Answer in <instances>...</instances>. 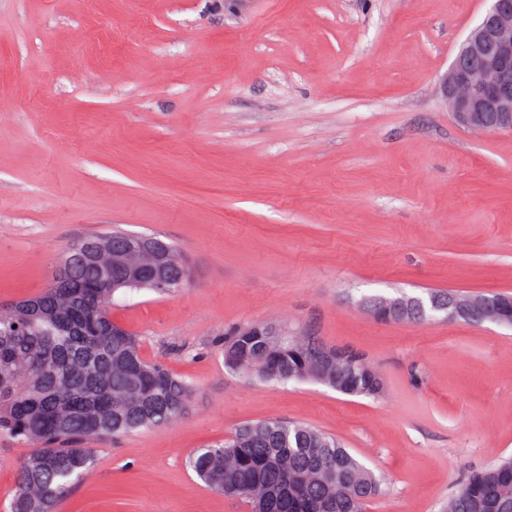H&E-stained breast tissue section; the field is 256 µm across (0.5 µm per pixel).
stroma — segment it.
<instances>
[{
  "label": "stroma",
  "mask_w": 512,
  "mask_h": 512,
  "mask_svg": "<svg viewBox=\"0 0 512 512\" xmlns=\"http://www.w3.org/2000/svg\"><path fill=\"white\" fill-rule=\"evenodd\" d=\"M488 0H0V304L112 229L176 244L170 294L115 323L193 387L170 426L95 442L59 512H247L187 468L249 422L332 434L367 512H444L512 457V329L381 323L365 297L512 296V134L459 126L440 79ZM253 323L363 354L375 398L229 372Z\"/></svg>",
  "instance_id": "35a3bbf8"
}]
</instances>
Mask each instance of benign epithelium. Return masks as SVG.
Returning a JSON list of instances; mask_svg holds the SVG:
<instances>
[{
    "label": "benign epithelium",
    "mask_w": 512,
    "mask_h": 512,
    "mask_svg": "<svg viewBox=\"0 0 512 512\" xmlns=\"http://www.w3.org/2000/svg\"><path fill=\"white\" fill-rule=\"evenodd\" d=\"M490 2L442 77V89L460 125L487 134L512 133V0ZM161 246L162 242L150 237L132 236L120 249L111 239L92 236L67 252L51 287H69L67 275L81 255L98 267L104 257L107 268L118 267L133 279L149 270L156 280H163L170 274V263ZM416 309H426L444 320L464 317L512 328V297L504 294L432 291L373 305L369 313L380 322H394L406 319Z\"/></svg>",
    "instance_id": "7a95c632"
}]
</instances>
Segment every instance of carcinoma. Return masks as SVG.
Listing matches in <instances>:
<instances>
[{"instance_id":"cac0c4a2","label":"carcinoma","mask_w":512,"mask_h":512,"mask_svg":"<svg viewBox=\"0 0 512 512\" xmlns=\"http://www.w3.org/2000/svg\"><path fill=\"white\" fill-rule=\"evenodd\" d=\"M179 277L162 285L146 275L97 288L98 273L74 265L71 288H48L0 308V435L29 448L6 512H58L94 464L85 441L118 439L170 424L186 411L191 385L146 360L136 337L112 322L119 291L169 294L189 282V268L169 248ZM248 325L224 337V365L262 382L312 381L336 387V369L352 374L349 396H378L382 379L361 355L336 352L288 332L268 336ZM188 465L210 489L243 499L253 512H365L382 493L372 472L335 438L312 427L268 419L241 427L222 444L197 448ZM446 512H512V459L473 473Z\"/></svg>"}]
</instances>
